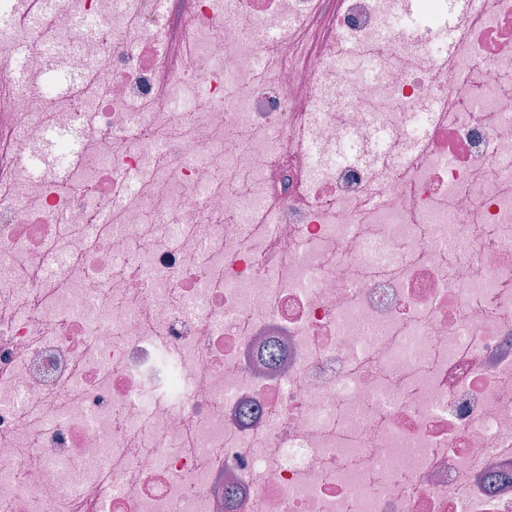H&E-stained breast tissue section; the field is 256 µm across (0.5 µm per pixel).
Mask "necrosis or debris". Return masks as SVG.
<instances>
[{
  "label": "necrosis or debris",
  "mask_w": 512,
  "mask_h": 512,
  "mask_svg": "<svg viewBox=\"0 0 512 512\" xmlns=\"http://www.w3.org/2000/svg\"><path fill=\"white\" fill-rule=\"evenodd\" d=\"M182 2L0 26V512H512V0Z\"/></svg>",
  "instance_id": "1"
}]
</instances>
